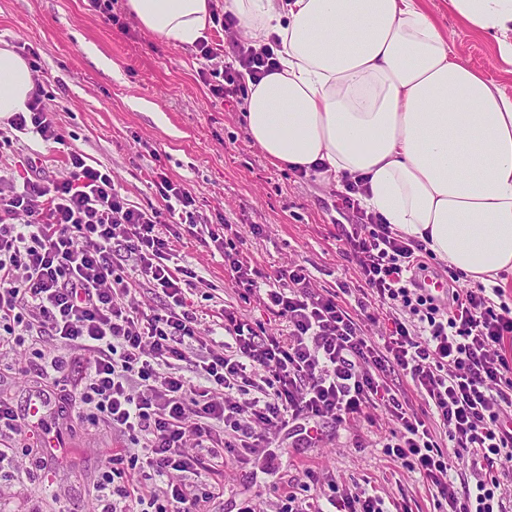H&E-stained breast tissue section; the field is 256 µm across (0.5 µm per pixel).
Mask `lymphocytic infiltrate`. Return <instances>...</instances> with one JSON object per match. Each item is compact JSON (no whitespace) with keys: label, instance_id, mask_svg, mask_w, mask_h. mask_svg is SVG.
I'll list each match as a JSON object with an SVG mask.
<instances>
[{"label":"lymphocytic infiltrate","instance_id":"obj_1","mask_svg":"<svg viewBox=\"0 0 512 512\" xmlns=\"http://www.w3.org/2000/svg\"><path fill=\"white\" fill-rule=\"evenodd\" d=\"M275 69L270 47L236 46L210 91L246 95L244 76ZM48 99L37 89L27 111L0 128V160L21 134L66 145ZM22 165V184L0 189V355L31 337H54L39 366L53 382L69 373L67 350L90 356L69 391L72 415L120 439L90 512H210L224 487L199 481L228 461L260 460L274 470L281 434L313 448L324 423L357 422L379 406L392 422L385 455L434 489L438 512H504L496 477L477 478L462 493L453 476L458 463L490 467L512 457V422L501 416L512 407V307L502 289L455 288L445 303L427 294L419 279L426 246L364 209L350 182L336 207L355 221L338 225L336 240L360 274L354 312L335 290L313 288L302 265L270 275L244 263L240 235L226 224L198 225L190 189L165 174L150 181L162 208L143 210L110 170L77 152L49 182L38 159ZM176 225L222 254L232 283L281 333L268 334L234 307L201 330L188 296L204 278L179 264L170 240ZM144 290L165 304L143 308ZM382 316L385 333L367 335L366 324ZM392 375L410 380L419 405L398 396ZM19 419L0 401V474L21 481L29 470L17 456L27 441ZM269 493L276 512H387L382 497L358 485L322 486L310 467Z\"/></svg>","mask_w":512,"mask_h":512}]
</instances>
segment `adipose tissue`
Returning <instances> with one entry per match:
<instances>
[{
  "label": "adipose tissue",
  "instance_id": "1",
  "mask_svg": "<svg viewBox=\"0 0 512 512\" xmlns=\"http://www.w3.org/2000/svg\"><path fill=\"white\" fill-rule=\"evenodd\" d=\"M211 0H127L159 40L192 47ZM280 69L249 84L246 132L273 164L342 182L396 233L485 287L512 274V94L458 59L420 0H225ZM473 35L493 39L512 73V0H448ZM28 63L0 46V118L27 111Z\"/></svg>",
  "mask_w": 512,
  "mask_h": 512
}]
</instances>
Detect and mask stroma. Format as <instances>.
I'll return each instance as SVG.
<instances>
[{
    "label": "stroma",
    "instance_id": "stroma-1",
    "mask_svg": "<svg viewBox=\"0 0 512 512\" xmlns=\"http://www.w3.org/2000/svg\"><path fill=\"white\" fill-rule=\"evenodd\" d=\"M423 6L458 58L512 94V74L494 67L490 39L465 30L445 0H423ZM126 23L123 32L107 24L89 0H0V42L40 53L34 79L53 97L56 118L70 134L68 151L108 167L131 204L145 210L161 205L147 182L153 170H163L190 188L198 222H225L239 232L243 257L252 266L270 272L305 265L314 287H348L346 301L355 303V267L335 239L337 225L353 218L334 206L336 183L272 165L247 135L245 103H225L210 93L200 76L205 61L197 48L160 41L134 18ZM255 224L262 225V235L252 234ZM172 245L185 265L206 279L190 294L203 326H210L217 304H241L219 254L187 235ZM52 345L46 336L0 356V401L19 414H27L45 387L36 366ZM371 416L346 427L324 425L314 448L284 441L273 474L228 463L215 512H237L245 497L253 498L258 512H272L267 486L297 475L306 464L343 488L368 483L385 502L401 503L407 512H435L427 486L396 467L382 449L391 426L387 410L374 409ZM55 420L64 446L51 488L38 478L21 483L2 478L0 512H88L118 438L109 427H84L66 412Z\"/></svg>",
    "mask_w": 512,
    "mask_h": 512
}]
</instances>
